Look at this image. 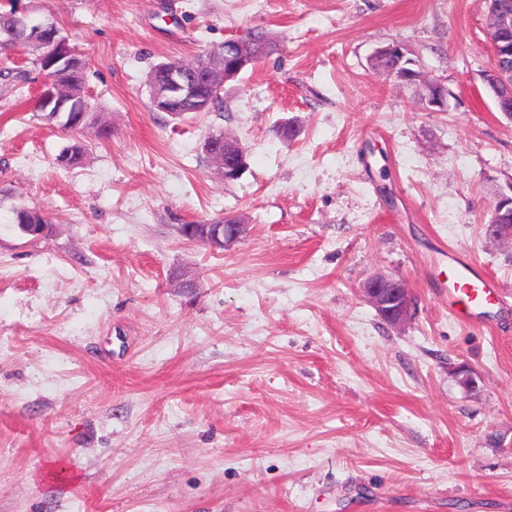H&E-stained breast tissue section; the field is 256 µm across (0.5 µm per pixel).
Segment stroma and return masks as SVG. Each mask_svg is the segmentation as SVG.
Returning a JSON list of instances; mask_svg holds the SVG:
<instances>
[{
    "label": "stroma",
    "instance_id": "35a3bbf8",
    "mask_svg": "<svg viewBox=\"0 0 512 512\" xmlns=\"http://www.w3.org/2000/svg\"><path fill=\"white\" fill-rule=\"evenodd\" d=\"M22 2L83 51L112 134L59 167L71 135L36 110L31 55L0 54V512H512V244L485 230L512 121L482 82L487 0ZM253 27L276 50L223 109H155L154 65ZM392 42L445 110L372 69ZM216 132L244 150L236 181ZM225 216L249 232L221 249L179 231ZM452 250L493 281L486 321L448 309ZM375 274L410 293L400 328L362 296ZM204 149L224 181L231 182L239 177L244 151L236 140L224 133L213 134L205 140ZM229 157L233 158L228 160Z\"/></svg>",
    "mask_w": 512,
    "mask_h": 512
}]
</instances>
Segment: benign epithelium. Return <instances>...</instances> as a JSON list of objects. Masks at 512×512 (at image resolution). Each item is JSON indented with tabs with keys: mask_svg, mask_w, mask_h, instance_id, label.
I'll use <instances>...</instances> for the list:
<instances>
[{
	"mask_svg": "<svg viewBox=\"0 0 512 512\" xmlns=\"http://www.w3.org/2000/svg\"><path fill=\"white\" fill-rule=\"evenodd\" d=\"M489 31L494 50V66L483 74L486 92L493 99L499 112L512 120V108L502 106V101L512 97V78H505L507 63L512 61V14L507 7L496 2L489 4ZM31 42L52 44L56 50L42 57L43 71L50 73V78L41 84V105L46 112L55 113L61 126H66V113L71 111L70 99L61 88L60 79L71 71L77 55L69 46L67 38L61 35L55 22L45 20L31 28ZM220 55L199 62V68L207 72L210 93L221 98L224 84L234 79L233 72L245 63L240 55L226 57L223 64H218ZM163 75L161 82L149 80L152 85L151 96L153 105L160 111H166L175 98H191L195 87L186 81L184 69L178 63L160 66ZM394 79L402 85L414 89L420 101L427 108L443 109L447 105L448 91L443 84L421 74L411 72L405 76L396 75ZM204 149L213 165L226 181L236 179L240 175L243 149L240 144L224 135H210L204 143ZM248 233V225L235 217H226L220 224H197L190 228L192 239L202 241L213 248H223ZM489 237L498 241L512 242V179L506 183L497 195L492 209V218L486 225ZM365 300L375 309L378 316L389 326L400 327L410 316L412 301L405 284L397 279L383 275H373L361 286Z\"/></svg>",
	"mask_w": 512,
	"mask_h": 512,
	"instance_id": "7a95c632",
	"label": "benign epithelium"
}]
</instances>
